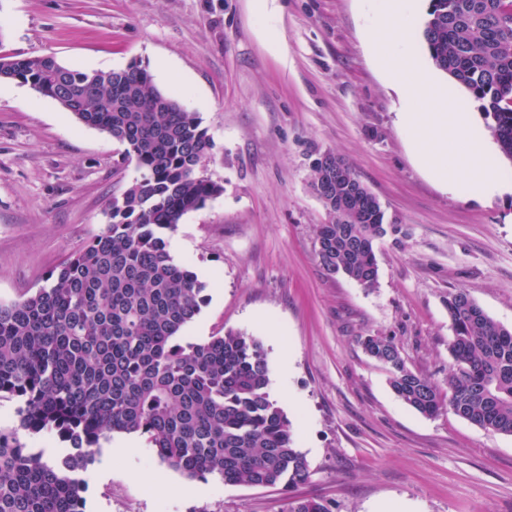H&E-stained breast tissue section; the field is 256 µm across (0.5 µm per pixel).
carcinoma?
I'll use <instances>...</instances> for the list:
<instances>
[{
    "label": "carcinoma",
    "mask_w": 512,
    "mask_h": 512,
    "mask_svg": "<svg viewBox=\"0 0 512 512\" xmlns=\"http://www.w3.org/2000/svg\"><path fill=\"white\" fill-rule=\"evenodd\" d=\"M422 35L435 67L479 103L512 161V0H429ZM0 80L55 100L86 127L125 145L140 177L112 201V222L74 252L50 284L0 303V395L22 400L20 428L54 432L70 451L54 463L0 431V512H84L83 473L100 441L139 433L160 461L188 479L290 489L311 476L291 422L268 393L267 354L240 331L177 342L204 303L200 283L174 260L166 233L223 191L207 172L211 137L195 112L131 64L83 71L53 56L0 55ZM315 194L336 185L314 170ZM353 206L371 224L320 225L317 256L329 275L378 285L374 247L388 233L368 196ZM446 386L408 369L395 342L362 340L417 412L446 408L512 435V330L463 291L448 293ZM287 512H331L320 498H289Z\"/></svg>",
    "instance_id": "obj_1"
}]
</instances>
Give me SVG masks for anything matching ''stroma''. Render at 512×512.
<instances>
[{
  "mask_svg": "<svg viewBox=\"0 0 512 512\" xmlns=\"http://www.w3.org/2000/svg\"><path fill=\"white\" fill-rule=\"evenodd\" d=\"M380 0H0V55H51L86 71L145 67L177 92L212 140L220 195L169 236L206 301L182 344L229 330L263 345L270 394L310 463L291 490L227 485L186 495L146 439L102 442L84 475L86 512H286L318 497L332 512H512V435L450 410L426 417L391 390L363 350L387 336L408 368L448 377L445 299L465 290L512 328V194L445 191L418 164L397 124L400 92L377 68L366 28ZM280 40L285 55L268 43ZM123 145L78 123L30 86L0 81V302L47 286L49 274L110 222L138 177ZM351 164L394 231L376 244L379 284L327 274L317 232L328 214L313 162ZM0 397V430L53 462L69 445L19 431Z\"/></svg>",
  "mask_w": 512,
  "mask_h": 512,
  "instance_id": "1",
  "label": "stroma"
}]
</instances>
